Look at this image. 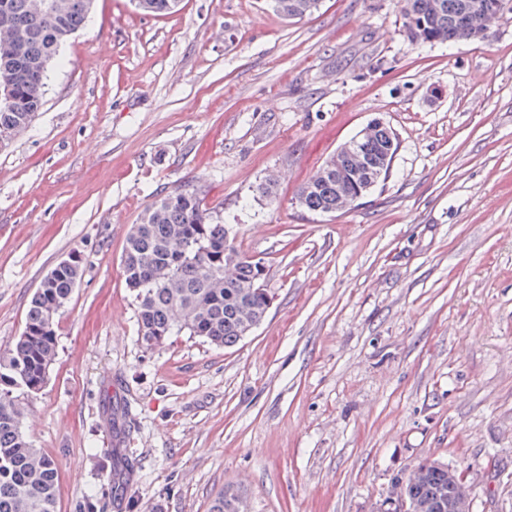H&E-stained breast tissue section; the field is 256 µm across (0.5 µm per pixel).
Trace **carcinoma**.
Instances as JSON below:
<instances>
[{"label": "carcinoma", "instance_id": "obj_1", "mask_svg": "<svg viewBox=\"0 0 512 512\" xmlns=\"http://www.w3.org/2000/svg\"><path fill=\"white\" fill-rule=\"evenodd\" d=\"M30 2L0 0V44L14 33L21 36L9 59L18 79L9 97L0 98V135L17 137L32 124L44 102L49 69L69 37L86 25L94 6V0H57L62 9L36 12ZM402 2L407 37L415 44H443L467 39L459 15L480 0ZM179 5L180 0H135L138 10L154 16L172 14ZM318 5L319 0H271L273 10L288 19H302ZM348 144L353 156L330 157L300 186V207L334 213L342 199L366 195L359 159L375 168L376 181L388 177V150L397 146L389 125L378 123ZM261 262L235 246L228 225L213 219L195 189L176 188L157 197L132 225L121 259L136 302L138 339L155 349L187 332L217 347L234 345L269 311ZM82 273L80 261L55 265L32 295L21 335L0 352V512H57L55 462L28 439L26 413L14 392L43 387L55 359L57 319ZM107 453L112 479L120 486L128 460L119 448ZM404 493L422 512H448L447 465L425 461L405 479ZM208 512H244L242 498L227 489L211 501Z\"/></svg>", "mask_w": 512, "mask_h": 512}]
</instances>
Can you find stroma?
<instances>
[{
  "instance_id": "stroma-1",
  "label": "stroma",
  "mask_w": 512,
  "mask_h": 512,
  "mask_svg": "<svg viewBox=\"0 0 512 512\" xmlns=\"http://www.w3.org/2000/svg\"><path fill=\"white\" fill-rule=\"evenodd\" d=\"M375 119L398 141L389 176L350 209L303 210L301 183ZM184 186L266 265L272 306L229 348L137 336L125 239ZM72 254L56 358L19 394L59 512H208L227 486L246 512H378L427 458L467 473L473 512H512V13L416 45L397 0L300 20L268 0H95L0 149V351Z\"/></svg>"
}]
</instances>
